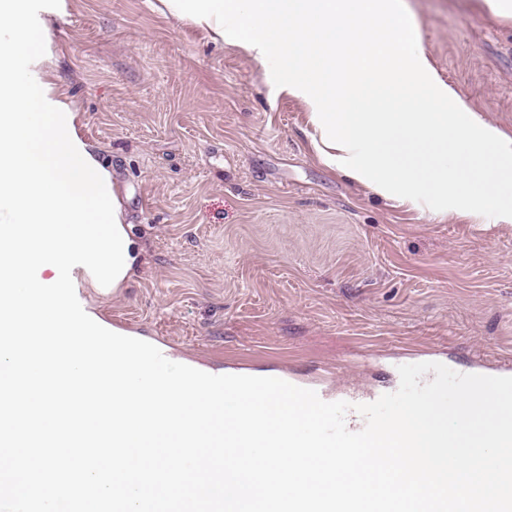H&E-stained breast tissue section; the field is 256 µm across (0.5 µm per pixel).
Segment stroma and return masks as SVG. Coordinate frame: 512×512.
Returning <instances> with one entry per match:
<instances>
[{"mask_svg":"<svg viewBox=\"0 0 512 512\" xmlns=\"http://www.w3.org/2000/svg\"><path fill=\"white\" fill-rule=\"evenodd\" d=\"M482 0H406L439 77L512 132V20ZM49 57L121 183L142 264L107 324L169 360L290 374L367 394L414 353L512 366V229L434 220L320 164L304 104L157 0H25L17 35Z\"/></svg>","mask_w":512,"mask_h":512,"instance_id":"obj_1","label":"stroma"}]
</instances>
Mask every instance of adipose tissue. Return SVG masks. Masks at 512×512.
I'll return each mask as SVG.
<instances>
[{
    "instance_id": "obj_1",
    "label": "adipose tissue",
    "mask_w": 512,
    "mask_h": 512,
    "mask_svg": "<svg viewBox=\"0 0 512 512\" xmlns=\"http://www.w3.org/2000/svg\"><path fill=\"white\" fill-rule=\"evenodd\" d=\"M215 43L274 67L307 107L315 156L366 191L401 207L431 201L439 219L470 198L471 216L493 208L512 228V133L473 112L441 81L405 0H160ZM23 0H0V213L17 224H60L50 242L0 237V256L50 253L32 281L48 307L67 294V272L88 270L107 296L135 274L143 253L126 222L121 188L79 132V115L52 69L32 77L20 65L34 35L4 36ZM288 14L290 25L276 19ZM312 53L298 55L301 45ZM400 84L403 109L372 105L368 93Z\"/></svg>"
}]
</instances>
